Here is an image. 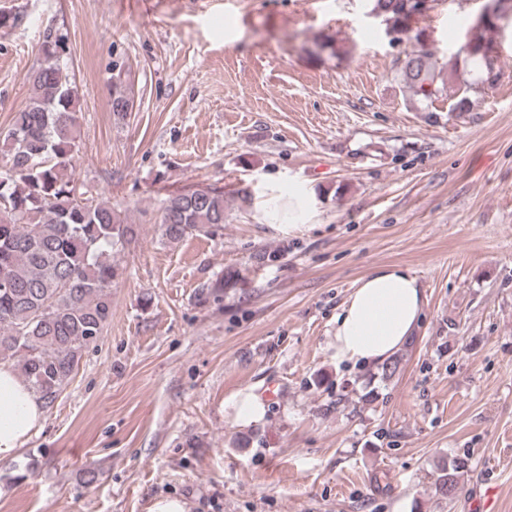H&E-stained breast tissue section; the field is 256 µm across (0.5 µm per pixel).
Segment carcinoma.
I'll use <instances>...</instances> for the list:
<instances>
[{"label": "carcinoma", "instance_id": "obj_1", "mask_svg": "<svg viewBox=\"0 0 512 512\" xmlns=\"http://www.w3.org/2000/svg\"><path fill=\"white\" fill-rule=\"evenodd\" d=\"M386 25L407 36L418 18L413 0H372ZM62 37L46 29L43 62L29 77L24 108L0 131V361L12 364L32 392L52 404L68 385L82 352L112 319V287L122 269L112 255L135 229L108 203L80 191L74 179L81 150L79 97L63 55ZM469 79L452 111L473 110L470 92L498 78L495 45L479 35L464 47ZM402 81L420 101L445 92L444 79L424 49L398 60ZM165 239L178 242L224 224V191L189 189L161 207ZM467 460L440 461L434 490L456 494Z\"/></svg>", "mask_w": 512, "mask_h": 512}]
</instances>
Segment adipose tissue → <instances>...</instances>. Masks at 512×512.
<instances>
[{"mask_svg": "<svg viewBox=\"0 0 512 512\" xmlns=\"http://www.w3.org/2000/svg\"><path fill=\"white\" fill-rule=\"evenodd\" d=\"M417 279L390 266L361 278L336 317L332 348L337 362L376 367L412 335L423 310ZM41 401L10 365L0 364V461L14 458L38 429Z\"/></svg>", "mask_w": 512, "mask_h": 512, "instance_id": "1", "label": "adipose tissue"}]
</instances>
